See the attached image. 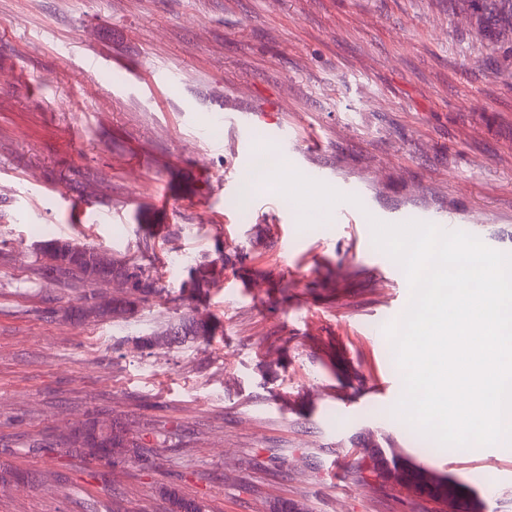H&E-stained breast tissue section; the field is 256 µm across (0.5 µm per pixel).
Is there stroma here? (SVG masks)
Listing matches in <instances>:
<instances>
[{
    "mask_svg": "<svg viewBox=\"0 0 512 512\" xmlns=\"http://www.w3.org/2000/svg\"><path fill=\"white\" fill-rule=\"evenodd\" d=\"M220 112L254 118L249 147ZM280 126L290 182L227 199ZM318 171L359 224L450 214L512 253V0H0V512H170L165 487L204 512H512V445L441 451L373 403L397 365L353 328L397 321L398 295L373 241L282 206ZM61 194L113 222L73 223ZM47 237L164 291L70 319L120 288L43 276ZM176 251L223 258L206 300ZM191 311L222 335L136 349ZM91 418L137 448L66 455Z\"/></svg>",
    "mask_w": 512,
    "mask_h": 512,
    "instance_id": "35a3bbf8",
    "label": "stroma"
}]
</instances>
